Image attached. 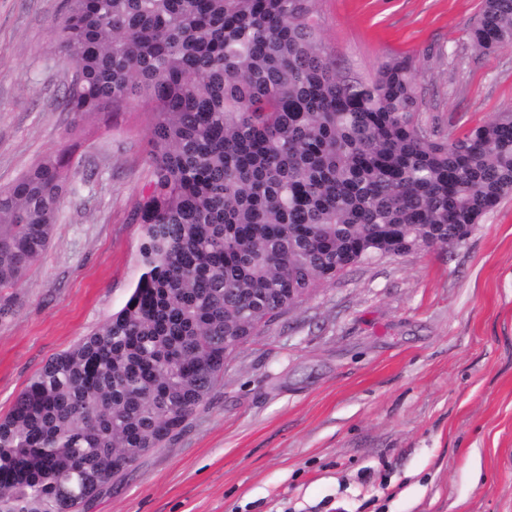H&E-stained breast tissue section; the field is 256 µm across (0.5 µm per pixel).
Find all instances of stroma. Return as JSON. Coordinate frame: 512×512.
<instances>
[{"label": "stroma", "instance_id": "1", "mask_svg": "<svg viewBox=\"0 0 512 512\" xmlns=\"http://www.w3.org/2000/svg\"><path fill=\"white\" fill-rule=\"evenodd\" d=\"M65 0H0V188L66 151L75 191L0 318V416L55 355L120 309L139 270L148 117L73 139ZM481 0H319L340 67L412 56L422 117L461 136L512 109V44L484 54ZM82 512H512V196L467 240L355 265L224 365L165 447Z\"/></svg>", "mask_w": 512, "mask_h": 512}]
</instances>
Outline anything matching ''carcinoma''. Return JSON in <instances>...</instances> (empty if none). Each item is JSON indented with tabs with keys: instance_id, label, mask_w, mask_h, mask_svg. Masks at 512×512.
I'll list each match as a JSON object with an SVG mask.
<instances>
[{
	"instance_id": "1",
	"label": "carcinoma",
	"mask_w": 512,
	"mask_h": 512,
	"mask_svg": "<svg viewBox=\"0 0 512 512\" xmlns=\"http://www.w3.org/2000/svg\"><path fill=\"white\" fill-rule=\"evenodd\" d=\"M319 0H67L70 131L149 115L139 276L0 418V512H80L178 434L262 327L356 264L463 242L512 195V109L462 137L420 118L415 61L343 73ZM512 42V0L470 33ZM43 155L0 189V289L25 281L71 191Z\"/></svg>"
}]
</instances>
